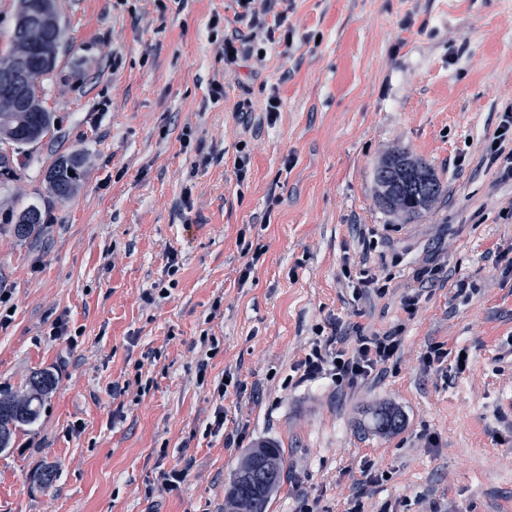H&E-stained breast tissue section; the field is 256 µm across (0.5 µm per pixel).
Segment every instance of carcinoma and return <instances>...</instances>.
<instances>
[{
  "mask_svg": "<svg viewBox=\"0 0 512 512\" xmlns=\"http://www.w3.org/2000/svg\"><path fill=\"white\" fill-rule=\"evenodd\" d=\"M16 22L11 41L35 29L39 52L33 57L36 67H44V49L57 40V27L48 0H18ZM51 113L42 103L32 101L15 106L0 90V136L16 146L42 140L50 131ZM82 159L79 155L61 156L51 165L46 181L52 197L68 199L76 190ZM377 196L381 205L392 213L416 216L430 209L443 193L433 169L408 153L387 155L375 170ZM41 209L35 205L24 209L16 219L14 235L30 237L39 232ZM55 386L54 376L47 371L34 373L26 383L25 393L16 395L0 390V451L9 447L13 437L40 415L43 400ZM373 424L382 433H393L405 425L404 416L390 408L372 415ZM283 455L273 444L250 448L242 456L233 474L227 501L232 512H268L272 498L281 487Z\"/></svg>",
  "mask_w": 512,
  "mask_h": 512,
  "instance_id": "carcinoma-1",
  "label": "carcinoma"
}]
</instances>
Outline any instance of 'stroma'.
<instances>
[{"label":"stroma","mask_w":512,"mask_h":512,"mask_svg":"<svg viewBox=\"0 0 512 512\" xmlns=\"http://www.w3.org/2000/svg\"><path fill=\"white\" fill-rule=\"evenodd\" d=\"M56 7L51 131L0 173V388L42 370L56 385L0 451V512H224L243 448L262 442L297 475L269 512L301 494L316 512L356 496L366 512H419L422 498L512 512V181L486 159L512 109V0H284L291 46L230 75L213 38L234 26L231 0ZM273 95L276 122L242 133L237 107ZM393 149L443 186L412 219L376 197ZM71 153L79 185L59 201L45 174ZM32 205L43 230L18 239ZM251 242L265 252L245 279ZM431 261L443 271L408 314ZM364 266L385 296L354 294ZM334 325L400 329L403 352L380 381L299 383L295 363ZM432 341L450 354L427 370ZM381 405L402 411L401 431L372 428ZM234 430L242 448L225 445ZM367 463L384 478L362 492ZM46 469L54 480L36 481Z\"/></svg>","instance_id":"35a3bbf8"}]
</instances>
